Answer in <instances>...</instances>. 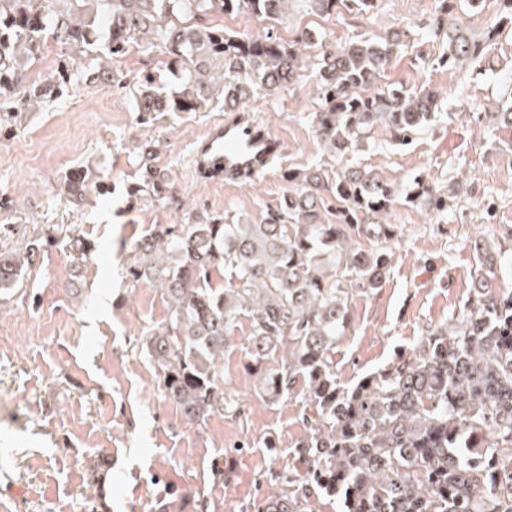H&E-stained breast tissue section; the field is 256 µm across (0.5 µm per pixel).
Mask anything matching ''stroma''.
Listing matches in <instances>:
<instances>
[{
  "label": "stroma",
  "instance_id": "stroma-1",
  "mask_svg": "<svg viewBox=\"0 0 512 512\" xmlns=\"http://www.w3.org/2000/svg\"><path fill=\"white\" fill-rule=\"evenodd\" d=\"M437 8L436 0H376L366 13H295L275 26L285 40L306 28L339 45L399 35L381 86L429 88L440 99L411 144L399 145L377 124L360 150L327 153L314 131L312 69L245 104L284 141V167L331 176L363 168L395 191L387 221L401 234L389 271L380 288L353 297L331 354L344 387L448 322L480 275V240L512 229V24L501 23L499 0H457L434 32L428 23ZM494 25L498 35L468 66H438L449 29L478 36ZM169 65L163 47H133L117 65L121 89L75 59L61 96L0 127V253H25L45 230L54 232L29 284L0 293V512H257L312 432L301 396L273 402L259 393L245 366L247 317L238 318L224 351L241 410L200 426L164 397L141 348L167 316L160 291L129 276L132 245L147 228L184 223L189 211L261 224L290 190L274 173L241 188L192 174L191 144L224 117V94L213 86L199 112H138L130 83L145 72L173 83ZM147 161L169 179L181 209L129 195ZM82 167L110 194L63 192L66 175ZM417 175L447 194L444 217L411 200ZM269 440L275 449L266 448Z\"/></svg>",
  "mask_w": 512,
  "mask_h": 512
}]
</instances>
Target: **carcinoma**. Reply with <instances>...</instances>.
I'll use <instances>...</instances> for the list:
<instances>
[{
  "label": "carcinoma",
  "mask_w": 512,
  "mask_h": 512,
  "mask_svg": "<svg viewBox=\"0 0 512 512\" xmlns=\"http://www.w3.org/2000/svg\"><path fill=\"white\" fill-rule=\"evenodd\" d=\"M354 2L376 0H0V112L42 107L70 84L75 56L112 61L147 41L163 44L182 72L168 92L146 73L135 81L138 111L193 112L206 104L214 77L202 67L223 63L224 102L291 84L308 68L301 49L318 59L315 132L331 154L354 150L374 124L400 143L433 115L429 92L378 85L394 44L358 40L336 47L303 30L285 44L273 27L258 37L228 36L207 21L250 14L276 21L303 11L329 16ZM61 49L55 82L25 83V67L47 40ZM480 53L474 37L448 36L442 66L460 67ZM299 184L263 224L224 217L156 224L133 245L134 282L161 291L167 318L142 347L162 379L164 397L202 425L239 407L224 376L230 328L243 313L251 333L244 348L259 388L279 401L300 387L314 433L297 445L295 464L264 512H304L310 491L339 502L341 512H512V290L489 288L494 262L512 269V230L494 255L480 247L485 271L455 317L424 336L415 352L388 369L342 388L330 353L348 324L353 296L379 288L399 234L388 214L394 190L364 170L325 175L290 170ZM410 199L442 216L448 198L413 179ZM109 189L89 170L70 175L67 190ZM129 194L170 198L169 181L145 163ZM24 263L0 254V290L22 285ZM229 270L234 279L216 286ZM281 364L266 365L275 353Z\"/></svg>",
  "instance_id": "obj_1"
}]
</instances>
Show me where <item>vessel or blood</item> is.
I'll use <instances>...</instances> for the list:
<instances>
[{"label":"vessel or blood","instance_id":"vessel-or-blood-1","mask_svg":"<svg viewBox=\"0 0 512 512\" xmlns=\"http://www.w3.org/2000/svg\"><path fill=\"white\" fill-rule=\"evenodd\" d=\"M283 152L281 139L250 112L212 121L194 143L191 167L204 178L244 186L272 171Z\"/></svg>","mask_w":512,"mask_h":512}]
</instances>
